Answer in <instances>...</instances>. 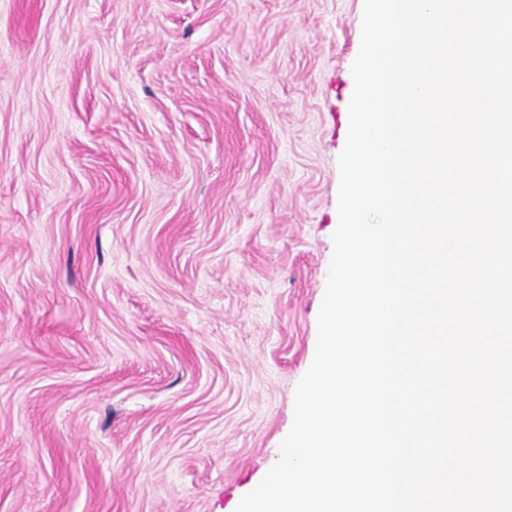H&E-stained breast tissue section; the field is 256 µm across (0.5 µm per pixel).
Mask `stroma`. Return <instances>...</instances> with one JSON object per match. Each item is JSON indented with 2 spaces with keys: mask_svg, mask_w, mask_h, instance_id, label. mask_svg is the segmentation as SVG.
<instances>
[{
  "mask_svg": "<svg viewBox=\"0 0 512 512\" xmlns=\"http://www.w3.org/2000/svg\"><path fill=\"white\" fill-rule=\"evenodd\" d=\"M364 0H0V512H235L338 225Z\"/></svg>",
  "mask_w": 512,
  "mask_h": 512,
  "instance_id": "1",
  "label": "stroma"
}]
</instances>
